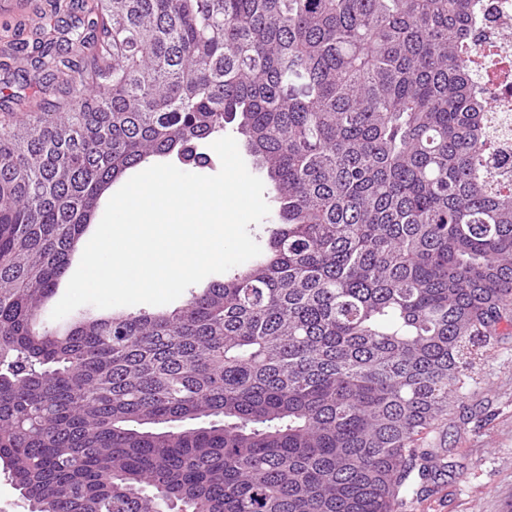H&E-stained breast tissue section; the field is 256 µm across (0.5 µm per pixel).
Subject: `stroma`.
I'll return each mask as SVG.
<instances>
[{"label": "stroma", "mask_w": 512, "mask_h": 512, "mask_svg": "<svg viewBox=\"0 0 512 512\" xmlns=\"http://www.w3.org/2000/svg\"><path fill=\"white\" fill-rule=\"evenodd\" d=\"M22 2L18 11L0 9V87L12 94L14 111L30 112L51 70L18 69L23 56L6 31L33 29L45 0ZM475 378L465 398L452 402L447 422L423 438L442 477L408 512H512V335L477 359Z\"/></svg>", "instance_id": "35a3bbf8"}]
</instances>
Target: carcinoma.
<instances>
[{"instance_id": "1", "label": "carcinoma", "mask_w": 512, "mask_h": 512, "mask_svg": "<svg viewBox=\"0 0 512 512\" xmlns=\"http://www.w3.org/2000/svg\"><path fill=\"white\" fill-rule=\"evenodd\" d=\"M0 113V463L30 512H406L420 436L512 325V118L480 0H96ZM237 123L278 203L179 309L45 320L103 195Z\"/></svg>"}]
</instances>
